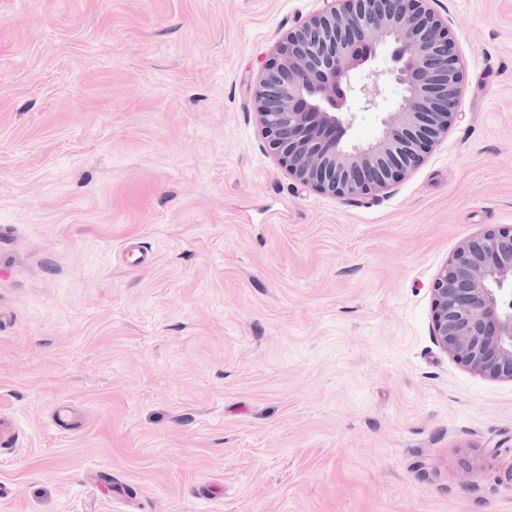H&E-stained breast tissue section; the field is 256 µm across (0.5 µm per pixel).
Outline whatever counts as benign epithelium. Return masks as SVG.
<instances>
[{
	"label": "benign epithelium",
	"mask_w": 512,
	"mask_h": 512,
	"mask_svg": "<svg viewBox=\"0 0 512 512\" xmlns=\"http://www.w3.org/2000/svg\"><path fill=\"white\" fill-rule=\"evenodd\" d=\"M279 40L254 88L261 135L288 176L336 198L376 196L417 168L460 116L465 73L456 37L429 0H323ZM392 46L398 109L374 142L343 141L352 103L385 92L350 73ZM432 336L462 367L512 382V228L462 241L430 288Z\"/></svg>",
	"instance_id": "benign-epithelium-1"
}]
</instances>
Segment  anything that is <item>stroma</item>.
Segmentation results:
<instances>
[{
    "mask_svg": "<svg viewBox=\"0 0 512 512\" xmlns=\"http://www.w3.org/2000/svg\"><path fill=\"white\" fill-rule=\"evenodd\" d=\"M431 6L461 115L338 199L254 108L323 0H0V512H512V382L449 359L430 312L459 243L512 227V0Z\"/></svg>",
    "mask_w": 512,
    "mask_h": 512,
    "instance_id": "stroma-1",
    "label": "stroma"
}]
</instances>
